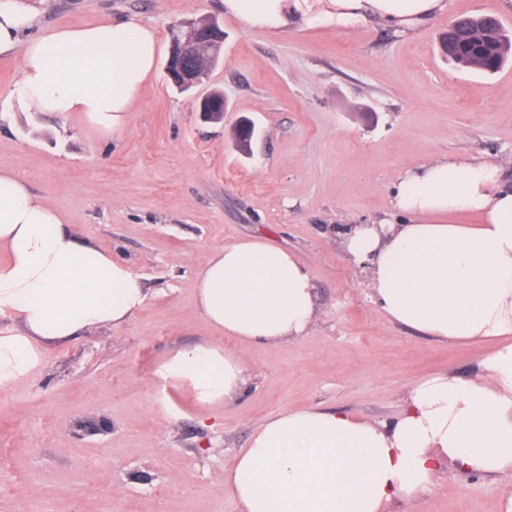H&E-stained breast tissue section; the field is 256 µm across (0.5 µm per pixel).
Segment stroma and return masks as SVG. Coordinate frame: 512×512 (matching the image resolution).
<instances>
[{
	"label": "stroma",
	"mask_w": 512,
	"mask_h": 512,
	"mask_svg": "<svg viewBox=\"0 0 512 512\" xmlns=\"http://www.w3.org/2000/svg\"><path fill=\"white\" fill-rule=\"evenodd\" d=\"M32 2L39 26L136 21L164 49L180 22L221 18L224 58L208 86L229 110L204 121L160 63L112 136L79 112L21 111L17 59L0 56V169L81 240L129 261L148 293L123 328L54 346L0 389V512H239L224 469L265 418L318 407L389 423L420 379L480 377L487 343L391 321L332 227L394 218L404 173L438 158L492 159L512 177V63L486 75L438 53L463 16L512 30V0H448L406 37L377 23L249 29L223 0ZM243 118L257 129L247 155L233 135ZM255 237L311 271L322 314L310 336L246 346L239 396L204 406L154 373L199 342L235 347L196 312L192 282L213 252ZM506 482L444 460L430 489L385 512H499Z\"/></svg>",
	"instance_id": "obj_1"
}]
</instances>
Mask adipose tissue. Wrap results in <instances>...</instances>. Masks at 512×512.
Returning <instances> with one entry per match:
<instances>
[{"label": "adipose tissue", "instance_id": "ef3b65f1", "mask_svg": "<svg viewBox=\"0 0 512 512\" xmlns=\"http://www.w3.org/2000/svg\"><path fill=\"white\" fill-rule=\"evenodd\" d=\"M446 0H224L248 28L378 21L405 34ZM31 0H0V55H18L10 94L34 112L83 113L117 133L150 80L153 27L102 20L21 41ZM395 221L344 236L368 271L371 301L393 321L454 341H491L479 379L439 374L411 389L385 424L336 410L283 411L265 420L224 471L240 512H382L433 482L441 458L462 471L512 475V180L492 160H436L408 171ZM476 212L477 226L449 223ZM199 314L225 335L277 346L308 336L318 298L310 270L286 249L251 238L214 253L195 276ZM148 295L130 263L82 242L9 170L0 171V388L37 369L44 351L118 329ZM244 350L199 343L155 372L189 383L204 405L232 402L245 384Z\"/></svg>", "mask_w": 512, "mask_h": 512}]
</instances>
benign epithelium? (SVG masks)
<instances>
[{"label": "benign epithelium", "instance_id": "1", "mask_svg": "<svg viewBox=\"0 0 512 512\" xmlns=\"http://www.w3.org/2000/svg\"><path fill=\"white\" fill-rule=\"evenodd\" d=\"M466 33L475 47L482 52L494 53L497 48V23L484 20L465 27L452 24L443 35L440 50L461 60V64L475 63L477 56L460 49V35ZM224 52V31L217 19H190L180 24V29L171 33L166 73L171 83L181 92L192 91L204 85ZM196 111L210 122L224 120L227 103L224 95L213 90L201 97L193 98Z\"/></svg>", "mask_w": 512, "mask_h": 512}]
</instances>
